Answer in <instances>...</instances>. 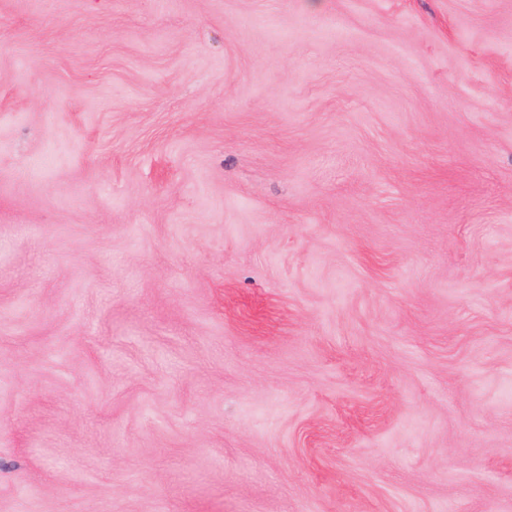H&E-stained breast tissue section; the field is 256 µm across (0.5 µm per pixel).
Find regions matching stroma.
Wrapping results in <instances>:
<instances>
[{"mask_svg":"<svg viewBox=\"0 0 512 512\" xmlns=\"http://www.w3.org/2000/svg\"><path fill=\"white\" fill-rule=\"evenodd\" d=\"M0 512H512V0H0Z\"/></svg>","mask_w":512,"mask_h":512,"instance_id":"stroma-1","label":"stroma"}]
</instances>
